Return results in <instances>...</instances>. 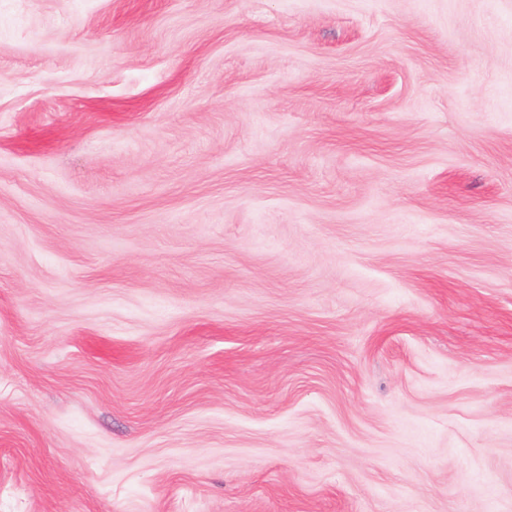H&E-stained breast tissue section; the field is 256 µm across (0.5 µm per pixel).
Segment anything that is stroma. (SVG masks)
I'll list each match as a JSON object with an SVG mask.
<instances>
[{
  "instance_id": "obj_1",
  "label": "stroma",
  "mask_w": 512,
  "mask_h": 512,
  "mask_svg": "<svg viewBox=\"0 0 512 512\" xmlns=\"http://www.w3.org/2000/svg\"><path fill=\"white\" fill-rule=\"evenodd\" d=\"M0 512H512V0H0Z\"/></svg>"
}]
</instances>
